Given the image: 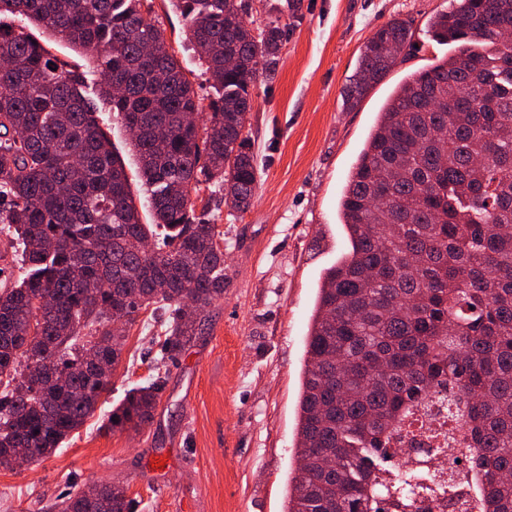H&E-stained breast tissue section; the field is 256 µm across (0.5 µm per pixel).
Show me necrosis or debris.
<instances>
[{"mask_svg":"<svg viewBox=\"0 0 512 512\" xmlns=\"http://www.w3.org/2000/svg\"><path fill=\"white\" fill-rule=\"evenodd\" d=\"M466 435L444 391L423 397L393 435L397 460L387 476L411 478L420 512H470L478 490L465 466Z\"/></svg>","mask_w":512,"mask_h":512,"instance_id":"4bbe7bcc","label":"necrosis or debris"}]
</instances>
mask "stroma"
Instances as JSON below:
<instances>
[{
  "label": "stroma",
  "mask_w": 512,
  "mask_h": 512,
  "mask_svg": "<svg viewBox=\"0 0 512 512\" xmlns=\"http://www.w3.org/2000/svg\"><path fill=\"white\" fill-rule=\"evenodd\" d=\"M450 0H301L275 64L254 86L248 116L257 185L247 212L214 193L224 235V297L199 336L160 361L163 320L140 312L92 417L52 455L0 467V512H45L70 492L106 481L137 512H285L294 456L304 342L322 271L345 251L338 201L382 104L409 74L447 54L429 19ZM146 17L183 61L202 98L213 89L167 0ZM395 18L414 48L354 110L341 91L363 43ZM160 371L165 388L139 429L106 428L128 390Z\"/></svg>",
  "instance_id": "35a3bbf8"
}]
</instances>
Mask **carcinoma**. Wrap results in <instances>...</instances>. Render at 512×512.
Masks as SVG:
<instances>
[{"instance_id":"cac0c4a2","label":"carcinoma","mask_w":512,"mask_h":512,"mask_svg":"<svg viewBox=\"0 0 512 512\" xmlns=\"http://www.w3.org/2000/svg\"><path fill=\"white\" fill-rule=\"evenodd\" d=\"M140 0H0V224L22 241L26 277L0 292V466L10 448L45 457L94 413L129 324L165 312L163 357L179 356L224 297V246L195 202L212 187L246 211L257 169L239 127L283 28L255 31L242 0H169L215 97L203 104ZM71 44L103 77L100 97L133 137L153 225L126 165L82 94L84 73L26 31ZM512 0H452L428 23L453 46L383 104L339 201L349 249L320 278L305 339L287 512H409L408 486L381 462L397 425L432 388L468 424L474 512H512ZM395 19L364 43L343 105L357 108L413 47ZM238 65L224 70V57ZM196 304L186 315V302ZM161 377L133 388L112 426L138 428ZM59 512H136L124 488L81 489Z\"/></svg>"}]
</instances>
